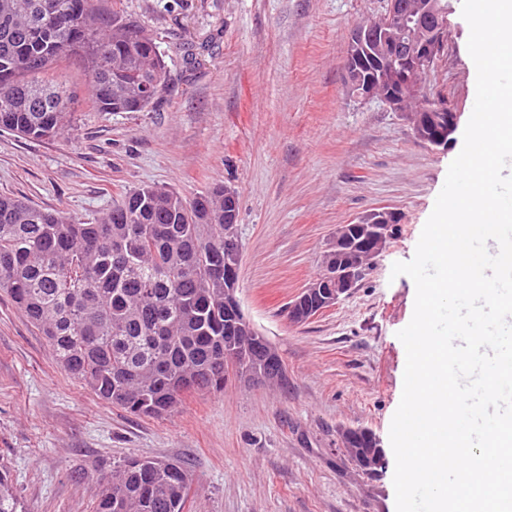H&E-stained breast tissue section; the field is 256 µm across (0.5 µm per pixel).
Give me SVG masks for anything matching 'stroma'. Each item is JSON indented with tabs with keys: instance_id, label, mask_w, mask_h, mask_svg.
<instances>
[{
	"instance_id": "1",
	"label": "stroma",
	"mask_w": 512,
	"mask_h": 512,
	"mask_svg": "<svg viewBox=\"0 0 512 512\" xmlns=\"http://www.w3.org/2000/svg\"><path fill=\"white\" fill-rule=\"evenodd\" d=\"M170 70L145 112L80 113L68 135L0 132V194L88 218L148 184L189 199L221 184L239 196L241 309L281 355L288 385L229 382L170 415L130 414L57 363L0 291V467L23 512H94L100 474L129 458L175 461L193 482L184 512H396L389 432L403 391L416 288L410 261L476 98L469 26L449 17L448 49L420 93L449 102L448 147L345 81L352 30L382 0H116ZM400 222L352 293L310 321L287 304L318 274L330 237L371 211ZM343 426L386 448L373 477L341 447Z\"/></svg>"
}]
</instances>
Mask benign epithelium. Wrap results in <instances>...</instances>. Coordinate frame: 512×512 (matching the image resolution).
<instances>
[{"label":"benign epithelium","mask_w":512,"mask_h":512,"mask_svg":"<svg viewBox=\"0 0 512 512\" xmlns=\"http://www.w3.org/2000/svg\"><path fill=\"white\" fill-rule=\"evenodd\" d=\"M454 12L453 0L440 6L436 0H405L398 4L389 0L383 24L367 23L357 27L347 42L344 59L345 79L349 87L363 99L380 98L396 112H404L407 103L417 97L421 76L427 73L434 60L437 32L448 28V17ZM413 126L430 146L447 147L456 130V113H448V123L437 119L411 115ZM226 212L224 221L228 229L224 239V265L230 269L225 292L232 302H237V267L241 257V246L236 232L238 210L235 193L224 188ZM395 215L387 209L374 210L360 218L352 228L362 233L369 252L350 263L325 264L321 274L299 293L298 301L312 303L303 313L290 305V322L302 324L327 308L336 305L356 288L372 267L374 260L386 248L394 224ZM239 327L255 336L256 361L271 368L264 371L268 379L281 382L287 378L282 360L274 359L270 346L247 318H240ZM366 431L363 426L343 427L338 435L351 463L360 471L373 473L369 462L361 455L350 451L355 436Z\"/></svg>","instance_id":"7a95c632"}]
</instances>
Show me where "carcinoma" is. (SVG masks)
Here are the masks:
<instances>
[{
    "mask_svg": "<svg viewBox=\"0 0 512 512\" xmlns=\"http://www.w3.org/2000/svg\"><path fill=\"white\" fill-rule=\"evenodd\" d=\"M81 61L85 91L58 80ZM167 66L112 0H0V130L55 139L83 112H142ZM224 187L187 201L144 185L92 218L0 194V290L46 337L60 366L101 400L162 417L192 392L222 391L234 319L224 294ZM254 338L235 348L252 362ZM369 430L352 447L376 454ZM131 458L102 475L95 512H183L191 478ZM0 470V512H19Z\"/></svg>",
    "mask_w": 512,
    "mask_h": 512,
    "instance_id": "carcinoma-1",
    "label": "carcinoma"
}]
</instances>
